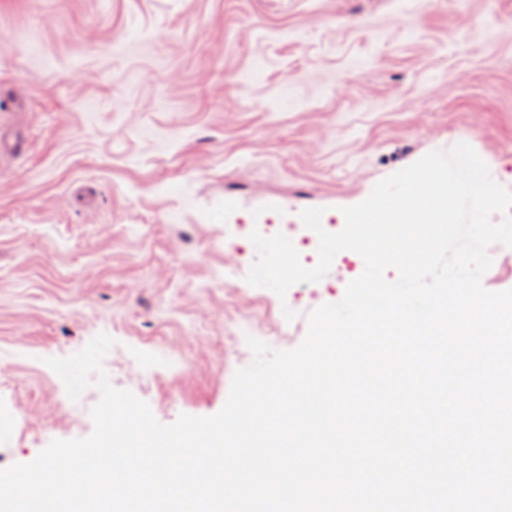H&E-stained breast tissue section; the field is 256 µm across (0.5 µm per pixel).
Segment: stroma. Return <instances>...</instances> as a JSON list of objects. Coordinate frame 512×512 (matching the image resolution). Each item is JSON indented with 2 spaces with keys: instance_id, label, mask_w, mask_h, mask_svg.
<instances>
[{
  "instance_id": "stroma-1",
  "label": "stroma",
  "mask_w": 512,
  "mask_h": 512,
  "mask_svg": "<svg viewBox=\"0 0 512 512\" xmlns=\"http://www.w3.org/2000/svg\"><path fill=\"white\" fill-rule=\"evenodd\" d=\"M0 469L88 437L45 358L95 336L113 387L162 424L212 416L252 361L234 327L342 300L339 252L292 289L218 280L265 224L326 231L381 179L468 143L512 190V0H0Z\"/></svg>"
}]
</instances>
